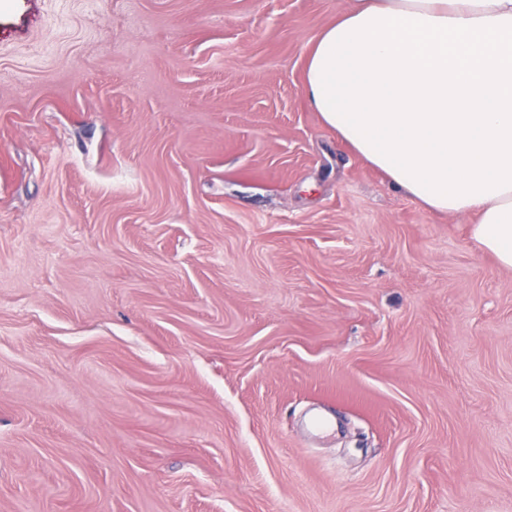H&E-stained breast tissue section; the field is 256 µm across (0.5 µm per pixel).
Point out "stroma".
<instances>
[{
    "label": "stroma",
    "instance_id": "1",
    "mask_svg": "<svg viewBox=\"0 0 512 512\" xmlns=\"http://www.w3.org/2000/svg\"><path fill=\"white\" fill-rule=\"evenodd\" d=\"M352 0H0V512H512V269L326 127Z\"/></svg>",
    "mask_w": 512,
    "mask_h": 512
}]
</instances>
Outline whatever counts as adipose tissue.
<instances>
[{"label": "adipose tissue", "mask_w": 512, "mask_h": 512, "mask_svg": "<svg viewBox=\"0 0 512 512\" xmlns=\"http://www.w3.org/2000/svg\"><path fill=\"white\" fill-rule=\"evenodd\" d=\"M322 122L512 268V0H357L318 36Z\"/></svg>", "instance_id": "obj_1"}]
</instances>
